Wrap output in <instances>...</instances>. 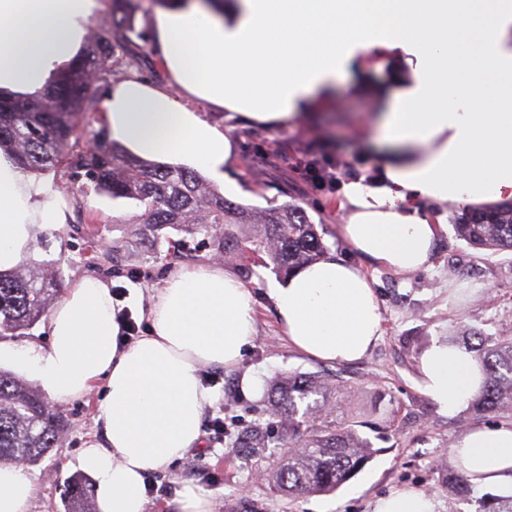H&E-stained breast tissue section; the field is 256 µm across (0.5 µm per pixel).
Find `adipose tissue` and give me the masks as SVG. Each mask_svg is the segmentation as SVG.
<instances>
[{
  "label": "adipose tissue",
  "mask_w": 512,
  "mask_h": 512,
  "mask_svg": "<svg viewBox=\"0 0 512 512\" xmlns=\"http://www.w3.org/2000/svg\"><path fill=\"white\" fill-rule=\"evenodd\" d=\"M97 0H0V89L32 94L74 57ZM155 49L171 83L116 79L105 100L112 140L148 161L186 164L241 195L230 176L237 124H311L336 79L370 54L392 60L369 153L371 183L346 182L337 234L366 264L411 273L430 262L436 209L512 202V0H192L158 12ZM223 113L216 125L192 102ZM66 202L0 154V272L24 267L41 233L61 228ZM269 297L289 344L326 362L364 357L381 335L363 269L328 252L274 284ZM146 333L125 342L105 278L67 286L46 321L47 343L0 357L54 401L104 397L103 443L77 464L99 512H147L145 477L202 445L206 366L235 368L255 337L254 299L231 270L174 272L148 298ZM424 394L448 415L467 407L483 371L464 348L434 339L418 366ZM451 455L475 488L512 492V425L468 432ZM22 467L0 465V512H31Z\"/></svg>",
  "instance_id": "1"
}]
</instances>
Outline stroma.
I'll return each instance as SVG.
<instances>
[{"instance_id": "1", "label": "stroma", "mask_w": 512, "mask_h": 512, "mask_svg": "<svg viewBox=\"0 0 512 512\" xmlns=\"http://www.w3.org/2000/svg\"><path fill=\"white\" fill-rule=\"evenodd\" d=\"M134 3L133 42L143 57L138 74L154 84H167L151 39L157 0ZM354 83L351 75L337 81L336 101L327 108L328 124L274 130L240 125L232 131L238 157L231 175L250 192L242 206L256 211L299 206L321 226L327 250L340 256L346 250L336 234L342 221L338 186L374 176L366 142L376 134L375 102L371 95L355 91ZM308 149L340 160L337 188L318 189L306 183L302 161ZM44 183L66 198L81 195L84 208L69 213L61 229L40 235L34 262L58 264L66 282L92 273L125 286L130 295L123 304L135 314L137 324L145 322L140 311L151 290L181 268L224 266L243 280L256 300L257 336L238 366L201 371L205 384L218 393L215 406L205 409L203 418L223 416L225 434L203 430L202 447L189 449L175 468L148 474V512H179L177 493L187 483L211 496L215 512H372L378 498L402 488L435 496L439 512H477L475 500L452 503L447 493L436 491L437 468L454 465L449 450L462 435L478 426L510 424L512 412L481 417L467 408L452 416L440 412L421 389L416 363L434 338L459 335L465 326L495 336L512 335V252L482 251L460 239L453 222L461 207L449 206L429 268L398 274L369 266L382 308L383 335L363 359L330 364L299 354L283 336L268 294L270 284L283 278L273 265L217 250L211 238L201 234L185 237L169 228L158 238L140 236L139 211L130 202L84 190L79 181L56 183L48 177ZM181 238L186 241L183 257L171 260L168 242ZM291 372L337 377L350 390L348 406L367 407L378 400L394 415L385 439L375 443L376 457L334 493L283 497L267 480L257 479L254 458L232 445L246 427L270 422L265 393ZM247 376L259 380L261 395L243 392ZM102 396L97 387L86 398L66 403L69 425L61 448L26 467L37 487L32 512H66L63 485L74 473L78 454L103 439L95 423Z\"/></svg>"}]
</instances>
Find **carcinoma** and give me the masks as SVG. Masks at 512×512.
I'll return each mask as SVG.
<instances>
[{
  "mask_svg": "<svg viewBox=\"0 0 512 512\" xmlns=\"http://www.w3.org/2000/svg\"><path fill=\"white\" fill-rule=\"evenodd\" d=\"M133 0H112L110 30L93 33L83 52L63 67L37 95L0 91V151L36 175L76 179L83 177L92 189L114 200L125 199L140 210V231L155 234L165 227L187 234L203 233L219 250L241 249L239 231L253 229L247 237L284 273L318 260L325 245L316 225L297 206L253 212L224 198L197 171L183 166L151 163L131 156L101 133L94 143L80 144L77 127L84 116L98 111L86 76L107 68L118 49L128 66L137 57L127 50L134 30ZM457 236L476 249L512 252V205L466 213L454 225ZM59 293V278L44 264L0 274V337L21 336L44 317ZM478 343H462L475 354L485 381L471 411L493 413L512 408V336L473 332ZM342 381L326 382L308 373L293 372L280 381L271 403L282 431L276 461L259 457L266 447V430L254 426L236 438L235 447L257 457V464L275 490L283 496L330 494L355 477L376 455L372 440L362 428L372 423L330 406L329 394L342 393ZM68 426L63 408L49 403L38 391L13 373L0 369V465L21 460L33 465L60 447ZM437 489L467 498L468 479L448 468ZM68 512H96L86 481L73 476L65 482ZM480 512H512V495L487 493Z\"/></svg>",
  "mask_w": 512,
  "mask_h": 512,
  "instance_id": "1",
  "label": "carcinoma"
}]
</instances>
